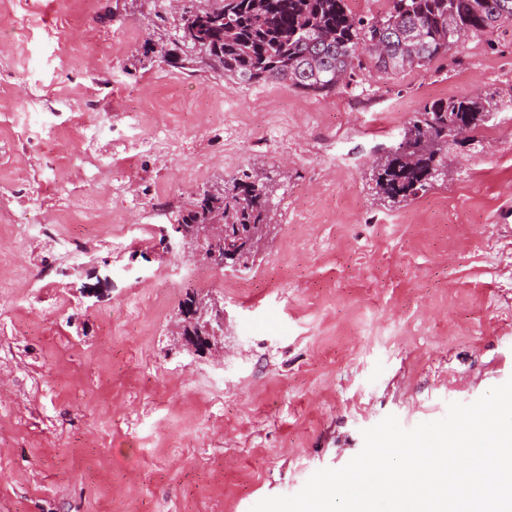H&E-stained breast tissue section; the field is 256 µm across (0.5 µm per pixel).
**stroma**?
Masks as SVG:
<instances>
[{"label": "stroma", "instance_id": "1", "mask_svg": "<svg viewBox=\"0 0 512 512\" xmlns=\"http://www.w3.org/2000/svg\"><path fill=\"white\" fill-rule=\"evenodd\" d=\"M196 57L170 0H0V512H250L512 378V25L327 97ZM486 93L446 177L377 196L379 145ZM253 170L252 268L184 253L199 194ZM192 295L221 351L177 334Z\"/></svg>", "mask_w": 512, "mask_h": 512}]
</instances>
